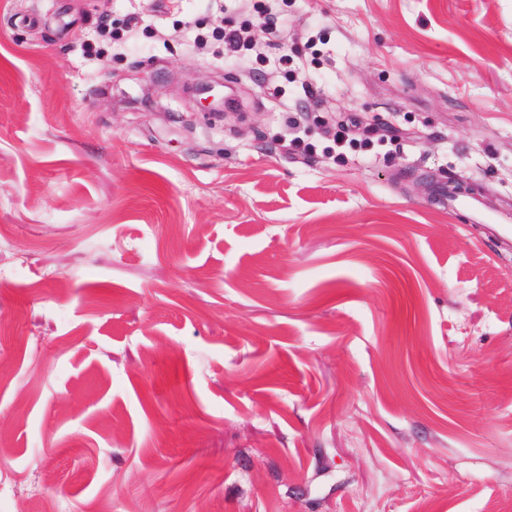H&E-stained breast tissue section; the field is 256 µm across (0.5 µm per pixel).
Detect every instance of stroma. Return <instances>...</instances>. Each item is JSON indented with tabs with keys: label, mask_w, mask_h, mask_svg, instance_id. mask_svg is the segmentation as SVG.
I'll list each match as a JSON object with an SVG mask.
<instances>
[{
	"label": "stroma",
	"mask_w": 512,
	"mask_h": 512,
	"mask_svg": "<svg viewBox=\"0 0 512 512\" xmlns=\"http://www.w3.org/2000/svg\"><path fill=\"white\" fill-rule=\"evenodd\" d=\"M244 5L0 0V512H497L512 0ZM250 6V14L246 19H244L238 27L232 26H224V54L243 58L247 55L248 51H251L252 48L250 42L248 41L245 34L247 33V29L250 25H253V21L251 18L253 17L255 20H261L270 18L269 15V2H274L271 0H251L249 1ZM224 85L216 84L213 82L201 84L196 87L195 91L197 96L195 99L196 104L204 109L208 110L214 104L224 105ZM438 200L442 201L448 209L452 212L457 210H469L475 213L478 221L481 224H495L497 226L496 233L502 239L508 240L509 236L512 237V226L509 224H501L498 215L490 211H483L471 200L454 198L447 203L448 199L446 194L440 193L437 195Z\"/></svg>",
	"instance_id": "1"
}]
</instances>
